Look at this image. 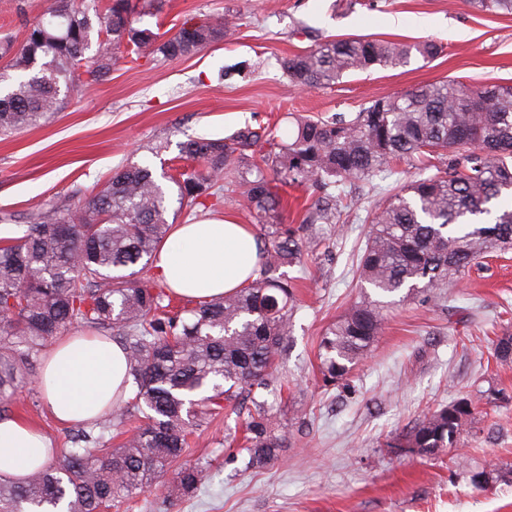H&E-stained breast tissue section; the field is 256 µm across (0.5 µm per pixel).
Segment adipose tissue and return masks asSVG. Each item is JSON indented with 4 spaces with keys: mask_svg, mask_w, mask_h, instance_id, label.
<instances>
[{
    "mask_svg": "<svg viewBox=\"0 0 512 512\" xmlns=\"http://www.w3.org/2000/svg\"><path fill=\"white\" fill-rule=\"evenodd\" d=\"M258 262L254 233L232 218L174 225L155 263L174 294L211 299L242 287ZM125 353L112 340L73 333L56 341L37 384L51 414L62 423L95 420L118 393L129 390ZM57 451L33 424L0 418V478L24 480Z\"/></svg>",
    "mask_w": 512,
    "mask_h": 512,
    "instance_id": "ef3b65f1",
    "label": "adipose tissue"
}]
</instances>
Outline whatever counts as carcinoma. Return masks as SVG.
I'll list each match as a JSON object with an SVG mask.
<instances>
[{
	"label": "carcinoma",
	"instance_id": "carcinoma-1",
	"mask_svg": "<svg viewBox=\"0 0 512 512\" xmlns=\"http://www.w3.org/2000/svg\"><path fill=\"white\" fill-rule=\"evenodd\" d=\"M481 13L512 15V0H465ZM132 0L105 11L52 0L49 18L31 24L19 46L0 41V135L35 127L80 94L83 76L100 82L123 53L189 57L224 40L226 16L184 22L164 41L133 26ZM436 43H393L366 36L332 40L277 59L288 84L330 87L344 76L406 66L438 53ZM289 142L267 126L247 125L224 139L181 146L190 167L171 179L177 201L207 207L224 185L261 225L255 278L210 300H187L170 313L171 295L132 268L156 260L168 238L167 195L153 172L129 165L77 205L32 212L22 235L0 245V417L52 341L77 327L105 333L125 351L132 396L117 397L82 423L69 448L23 482L0 479V512H108L154 482L178 500L200 490L210 463L183 460L188 436L221 409L244 417L245 468L275 464L286 436L271 424L273 374L299 309L295 284L280 272L304 259L299 229L278 219L279 188L308 185L318 197L301 224H337L353 180L394 174L401 160L430 161L469 151L462 167L419 169L386 190L357 272L369 291L329 325L317 344L324 383L346 379L382 333L386 298L423 294L437 302L482 255L512 249V86L458 81L374 100L361 111L294 119ZM267 146L262 154L258 146ZM512 362V336L494 342ZM477 402L463 399L402 431L393 448L432 460L458 447L476 423ZM123 428L117 447L107 435Z\"/></svg>",
	"mask_w": 512,
	"mask_h": 512
}]
</instances>
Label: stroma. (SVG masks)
Listing matches in <instances>:
<instances>
[{"instance_id": "35a3bbf8", "label": "stroma", "mask_w": 512, "mask_h": 512, "mask_svg": "<svg viewBox=\"0 0 512 512\" xmlns=\"http://www.w3.org/2000/svg\"><path fill=\"white\" fill-rule=\"evenodd\" d=\"M224 13L235 21L226 41L190 57L119 60L107 80L85 87L47 123L0 137V239L20 236L31 211L84 200L114 169L170 171L180 143L196 137L261 123L285 141L297 115L352 114L445 80L512 85V15L476 13L463 0H166L133 21L161 34ZM355 35L432 41L439 52L357 71L324 89L289 87L278 58ZM352 191L360 201L343 229L319 225L303 262L284 270L299 280L301 308L275 374L283 390L272 420L288 439L278 462L245 470L216 415L187 452L210 460L206 486L172 503L167 488L153 484L137 495L134 512H512V366L499 365L492 349L497 336L512 333V249L488 253L438 304L394 297L367 359L343 383L325 386L317 340L360 296L356 261L378 201L368 184ZM39 393L28 379L12 415L68 447L67 426ZM473 397L481 412L476 433L459 444L466 468L390 447L424 414ZM482 469L498 473L483 488L470 480Z\"/></svg>"}]
</instances>
